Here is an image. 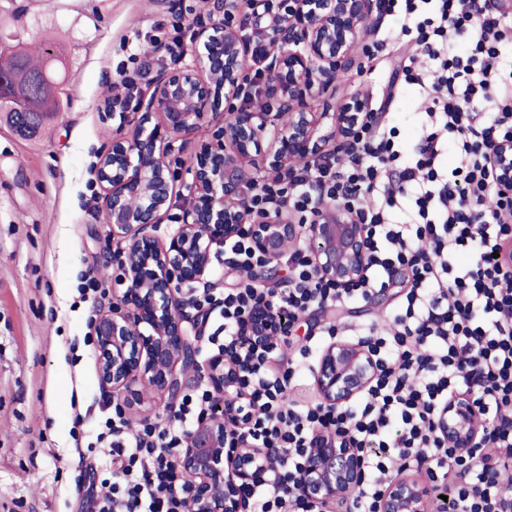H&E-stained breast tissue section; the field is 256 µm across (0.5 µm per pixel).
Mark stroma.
Listing matches in <instances>:
<instances>
[{
  "instance_id": "1",
  "label": "stroma",
  "mask_w": 512,
  "mask_h": 512,
  "mask_svg": "<svg viewBox=\"0 0 512 512\" xmlns=\"http://www.w3.org/2000/svg\"><path fill=\"white\" fill-rule=\"evenodd\" d=\"M209 10L210 0H0V26L19 18L23 42L53 37L66 69L49 125L23 135L0 117V512H88L106 476L108 448L90 442L106 405L124 396L102 386L85 342L92 308L112 301L78 293L87 273L110 286L118 274L92 167L135 132L110 111L117 70L137 71L149 97L171 64L158 44ZM401 55L391 49L372 68L336 77V103L381 99ZM223 123V110L207 112L174 141L172 214L187 205L197 157Z\"/></svg>"
}]
</instances>
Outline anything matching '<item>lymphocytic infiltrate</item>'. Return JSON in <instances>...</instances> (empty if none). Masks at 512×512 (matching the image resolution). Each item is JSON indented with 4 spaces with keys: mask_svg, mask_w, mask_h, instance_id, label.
I'll use <instances>...</instances> for the list:
<instances>
[{
    "mask_svg": "<svg viewBox=\"0 0 512 512\" xmlns=\"http://www.w3.org/2000/svg\"><path fill=\"white\" fill-rule=\"evenodd\" d=\"M388 16H404L375 49L415 43L429 60L403 56L405 83L424 105L413 157H405L389 112L355 132L357 149L345 161L312 163L291 178L262 186L258 208L312 222L327 203L344 202L367 228L371 265L364 281L341 290L318 279L303 253L289 256L287 287L261 288L249 276L265 260L248 238L225 246L239 274L235 287L216 293L194 288L193 309L222 319L208 342L235 350L243 367L237 428L271 463L241 494L248 512H317L298 492L304 455L316 428L347 435L364 458V478L344 512H374L387 478L409 466L448 489L435 512H512V488L499 482L512 470V267L496 257L512 242V194L502 193L489 159L493 142L512 138V14L490 13L483 0H380ZM460 157L449 167V151ZM468 256L457 266L458 256ZM407 289L388 330L361 335L379 374L350 406H304L294 380L311 372L312 346L286 356L281 343L239 348L252 309L265 305L289 331L311 305L370 299L390 288L396 269ZM470 394L487 423L477 447L460 454L434 430L438 410L457 393ZM210 388L185 395L174 417L181 433L145 421L131 428L126 408L113 403L97 442L111 448L112 481L92 512H189L185 480L174 463L185 436L217 414Z\"/></svg>",
    "mask_w": 512,
    "mask_h": 512,
    "instance_id": "lymphocytic-infiltrate-1",
    "label": "lymphocytic infiltrate"
}]
</instances>
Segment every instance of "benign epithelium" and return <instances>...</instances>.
I'll return each instance as SVG.
<instances>
[{
    "instance_id": "7a95c632",
    "label": "benign epithelium",
    "mask_w": 512,
    "mask_h": 512,
    "mask_svg": "<svg viewBox=\"0 0 512 512\" xmlns=\"http://www.w3.org/2000/svg\"><path fill=\"white\" fill-rule=\"evenodd\" d=\"M242 0H213L198 39L205 50L207 77L180 59L159 80L145 111L119 113L137 123L132 141L117 139L97 168L107 191L106 221L116 241L114 258L126 287L112 293V312L96 327V364L101 383L125 391L128 408L140 406L147 390L170 400L180 377L202 375L220 402L222 415L203 419L186 437L175 465L186 477L190 512H245L239 490L265 470L259 448L242 444L229 421L238 400L241 365L225 353L199 360L194 323L183 289L206 280L212 258L243 235L266 263L281 262L306 243L317 277L338 288L359 283L367 273L365 225L341 203L326 205L313 224L284 213L259 212L252 197L263 182L294 170L300 159L345 156L352 131L372 118L359 99L340 107L325 97L338 73L361 66L358 46L373 22L378 0H306L297 20L268 9L270 0H250L255 31L272 47L252 93L254 103L230 113L197 160L190 203L176 216L178 228L162 243L148 228L169 218L174 178L168 137L203 120L206 108L232 102L245 91L244 38L230 19ZM321 98L314 109L311 100ZM491 159L505 190H512V141L496 142ZM280 335L277 314L260 307L241 333L260 346ZM378 366L367 345L332 339L320 350L313 375L321 403L342 408L376 378ZM436 429L462 454L476 445L486 423L467 394L453 396L440 411ZM363 478V457L334 430H315L300 491L321 506L350 497ZM428 487L403 469L379 497L376 512H432Z\"/></svg>"
}]
</instances>
